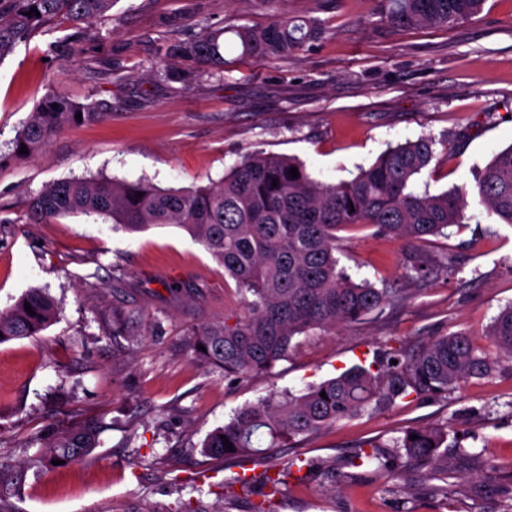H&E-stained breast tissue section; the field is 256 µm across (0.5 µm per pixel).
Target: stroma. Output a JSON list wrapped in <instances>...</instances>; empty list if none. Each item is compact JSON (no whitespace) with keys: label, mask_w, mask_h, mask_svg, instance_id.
Here are the masks:
<instances>
[{"label":"stroma","mask_w":512,"mask_h":512,"mask_svg":"<svg viewBox=\"0 0 512 512\" xmlns=\"http://www.w3.org/2000/svg\"><path fill=\"white\" fill-rule=\"evenodd\" d=\"M289 14L319 37L273 61L240 58L218 70L168 55L204 28L261 26ZM105 103L42 151L12 159L14 139L45 99ZM435 140L421 184L475 190L486 165L512 146V0H486L450 29L397 30L375 0H115L104 18L57 17L0 61V314L34 288L58 305L40 334L0 343V487L5 512H117L140 499L180 512H501L512 490V369L469 378L444 397L397 399L309 436L273 460L211 459L206 434L271 389L299 391L393 348L422 349L463 332L487 347L493 317L512 302V227L478 201L466 223L424 244L372 226L341 231L336 255L355 279L389 288L381 315L300 336L271 374L234 383L183 345L191 326L242 314L234 282L181 228L140 232L83 214L34 222L30 203L64 179H146L161 188L220 180L244 153L296 158L334 184L387 146ZM456 261L454 277L416 278L417 255ZM130 283L117 292L113 269ZM136 316V343L114 345L112 309ZM76 422L101 428L85 457L47 462L42 444ZM448 428V494L427 468L400 477L353 467L360 447H392L406 432ZM332 463L335 476L308 470ZM276 466L281 491L245 494L233 478Z\"/></svg>","instance_id":"stroma-1"}]
</instances>
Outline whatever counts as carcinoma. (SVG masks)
Segmentation results:
<instances>
[{
	"label": "carcinoma",
	"mask_w": 512,
	"mask_h": 512,
	"mask_svg": "<svg viewBox=\"0 0 512 512\" xmlns=\"http://www.w3.org/2000/svg\"><path fill=\"white\" fill-rule=\"evenodd\" d=\"M114 0H0V61L16 44L47 21L65 15L75 23H91L106 15ZM380 19L395 28H451L479 14L485 0H378ZM35 8L40 15H26ZM234 38H226L227 33ZM317 35L310 22L276 15L260 27L206 28L191 42L173 45L169 53L208 65L226 64L225 53L274 60L304 49ZM104 104L75 103L58 93L31 113L19 132L20 147L34 154L65 126L92 121ZM429 138L388 147L350 180L324 185L304 166L283 155L254 151L224 174V178L192 189L160 188L138 180L69 179L47 186L31 201L41 221L75 214H96L130 231L164 224L186 230L224 267L246 302L247 313L230 320L191 329L186 346L193 356L240 380L269 372L288 356L293 339L314 329L352 325L367 315L382 313L397 300L387 288L356 282L339 267L338 232L369 224L389 237L420 244L444 234L467 219V192L431 194L413 188L434 158ZM297 168L299 176L291 177ZM277 186H272V182ZM141 196H136V193ZM480 203L512 227V146L498 152L477 183ZM30 305L35 315L25 310ZM54 302L41 290L25 294L0 315V343L35 336L56 319ZM133 314L112 310V340L134 341L128 330ZM487 338L493 354L483 352L470 337L454 333L434 337L422 350L409 354L394 349L369 366L354 365L336 377L309 385L299 393L274 391L235 409L209 432L202 452L226 460L264 457L287 440L319 432L355 416L372 405L390 406L411 394L439 396L468 378L490 376L500 362H512V304L493 317ZM203 349H198V346ZM327 398H322L320 393ZM99 427L72 426L50 446L55 460L74 461L97 447ZM417 439H410V435ZM232 444L223 445L220 436ZM446 429L407 432L394 450L379 453L361 448L350 459L353 467L377 466L398 474L411 460L424 462L448 475V456L440 452ZM279 492L281 479L270 469L258 477L236 479L243 490L253 483Z\"/></svg>",
	"instance_id": "cac0c4a2"
}]
</instances>
